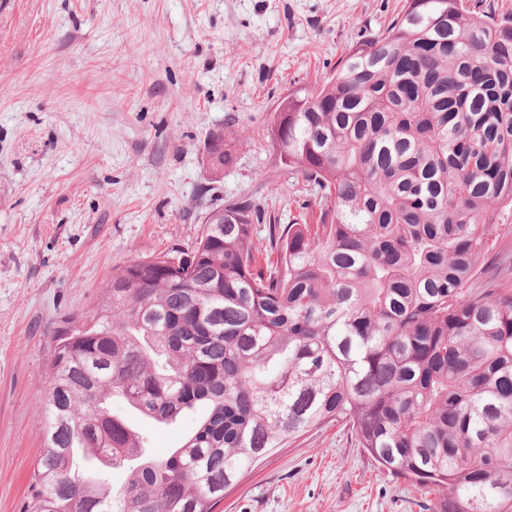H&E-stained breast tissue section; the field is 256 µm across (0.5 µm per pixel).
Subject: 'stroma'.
I'll use <instances>...</instances> for the list:
<instances>
[{
	"instance_id": "1",
	"label": "stroma",
	"mask_w": 512,
	"mask_h": 512,
	"mask_svg": "<svg viewBox=\"0 0 512 512\" xmlns=\"http://www.w3.org/2000/svg\"><path fill=\"white\" fill-rule=\"evenodd\" d=\"M404 0H0V512H20L44 416L52 333L87 316L114 268L200 238L224 201L317 226L320 194L265 136ZM236 149L206 164L211 133ZM476 288L512 290V212ZM148 453L196 425L132 415ZM427 489L382 473L348 426L309 431L248 472L217 512H422Z\"/></svg>"
}]
</instances>
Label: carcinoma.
<instances>
[{
    "instance_id": "carcinoma-1",
    "label": "carcinoma",
    "mask_w": 512,
    "mask_h": 512,
    "mask_svg": "<svg viewBox=\"0 0 512 512\" xmlns=\"http://www.w3.org/2000/svg\"><path fill=\"white\" fill-rule=\"evenodd\" d=\"M265 136L319 189V230L268 224L252 196L189 249L116 268L59 328L23 512H214L256 463L342 422L383 472L440 491L429 512H512V292L467 291L512 212V16L405 0ZM212 136L208 165H233ZM157 425L206 408L182 447L145 452L106 401ZM126 471L80 478L75 453Z\"/></svg>"
}]
</instances>
